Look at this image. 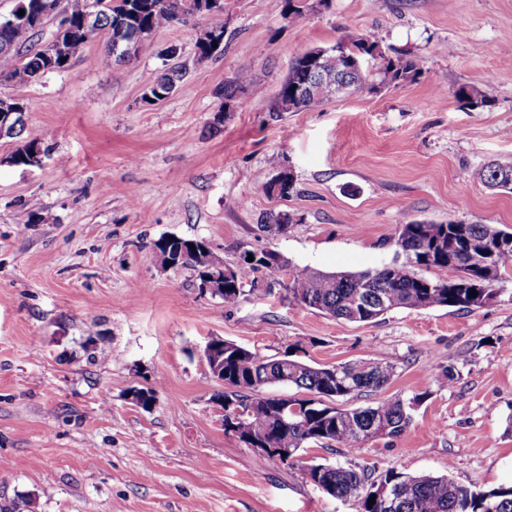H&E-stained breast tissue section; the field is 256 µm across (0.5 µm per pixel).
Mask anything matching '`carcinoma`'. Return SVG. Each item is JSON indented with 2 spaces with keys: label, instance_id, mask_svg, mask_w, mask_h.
Returning a JSON list of instances; mask_svg holds the SVG:
<instances>
[{
  "label": "carcinoma",
  "instance_id": "obj_1",
  "mask_svg": "<svg viewBox=\"0 0 512 512\" xmlns=\"http://www.w3.org/2000/svg\"><path fill=\"white\" fill-rule=\"evenodd\" d=\"M283 19L302 14L303 0H279ZM55 11L35 8L32 17L17 21L7 36L0 35V60L20 63L30 81L35 82L48 72L63 71L71 66L88 41L98 33L108 34L102 62L109 66L123 61L159 27L172 22H185L191 17L211 16L214 21L197 41L200 53H219L224 46H213L214 37H224V0H52ZM95 15L90 33L82 31L88 14ZM60 18L54 37L62 39L66 55L51 61L43 56L35 42L43 25ZM382 55L376 41L355 32L348 33L335 46L320 53L319 67L325 81L340 79L354 89L368 83V74L361 71L338 74V61L344 57ZM309 49L297 56L288 77L277 95V109L298 112L320 107L330 99L328 92L317 90L303 95L298 88L313 65ZM417 64L403 56L383 58L380 73L383 79L402 82L415 79ZM251 63L243 62L234 81L224 87V100L230 102L238 89L249 82ZM182 77L181 69L171 66L157 85L171 94ZM456 97L472 106L487 102L485 92L474 87H461ZM52 133L26 134V126L18 127L13 138L20 145L12 153L15 163L26 165L36 150L46 151ZM471 177L486 186L512 192V165L484 164L473 169ZM290 221L285 213L270 214L261 220L264 231L284 233ZM503 232L491 224H426L408 222L398 225L394 241L397 255L403 260L374 271L360 273H323L304 270L293 276L285 287L289 303L319 310L349 322H370L396 308L429 309L448 307L472 310L486 305L495 297L496 289L486 287L497 282L502 274L489 276L486 270L501 261L499 239ZM195 248H190V245ZM156 249L167 250L179 257L183 268L197 271L199 283L212 281L220 259L202 240L177 236L163 238ZM254 260L235 267L231 279L218 282L216 296L224 305L239 303L249 293L261 298L271 292L264 276L273 275L282 266L271 261L269 251L253 254ZM435 269L441 276L427 278L421 269ZM466 274L468 288L459 287L461 274ZM249 290H244L245 285ZM476 291V296L469 292ZM395 367L375 360L353 364L314 367L288 356L269 358L224 342V400L248 408V413L235 417L224 413V433L245 444L264 441L270 448L288 449V458L269 455L276 464H301L309 481L320 491L340 500H352L357 512H512V486L487 492L468 490L446 475L408 474L388 470L379 478L368 476L339 464L303 462L311 443H336L354 448L378 435L398 436L412 423L410 403H423L428 393L422 392L405 400L390 397L374 406L340 409L328 406L323 399L351 398L382 389L390 382ZM287 384L306 393V397L267 396L270 387ZM374 504H369L370 497Z\"/></svg>",
  "mask_w": 512,
  "mask_h": 512
}]
</instances>
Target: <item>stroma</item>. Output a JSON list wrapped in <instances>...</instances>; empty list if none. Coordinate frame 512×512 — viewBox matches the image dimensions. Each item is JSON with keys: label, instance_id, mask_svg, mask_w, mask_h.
Instances as JSON below:
<instances>
[{"label": "stroma", "instance_id": "stroma-1", "mask_svg": "<svg viewBox=\"0 0 512 512\" xmlns=\"http://www.w3.org/2000/svg\"><path fill=\"white\" fill-rule=\"evenodd\" d=\"M224 51L200 58L206 17L158 28L105 66V37L69 69L26 85L28 133L53 140L40 164L2 158L0 139V504L30 512H357L300 466L274 464L225 434L214 338L308 364L388 361V385L342 401L365 407L426 393L401 435L305 458L377 477L449 474L474 491L512 484V271L471 311L395 309L369 323L291 306L306 268L362 272L393 262L401 222L491 224L512 232V193L471 177L512 163V0H307L284 20L275 0H224ZM358 32L416 61L412 81H370L323 106L275 111L292 61ZM178 55L169 58L168 47ZM251 84L232 108L224 86L243 61ZM183 77L156 105L142 95L170 66ZM486 106L458 101L460 87ZM295 176L285 198L263 182ZM40 220L27 223L30 205ZM286 213L285 234L259 229ZM205 241L226 265L272 249L287 261L271 295L234 306L169 271L155 244ZM454 365L448 386L431 370ZM155 391L150 408L132 393Z\"/></svg>", "mask_w": 512, "mask_h": 512}]
</instances>
